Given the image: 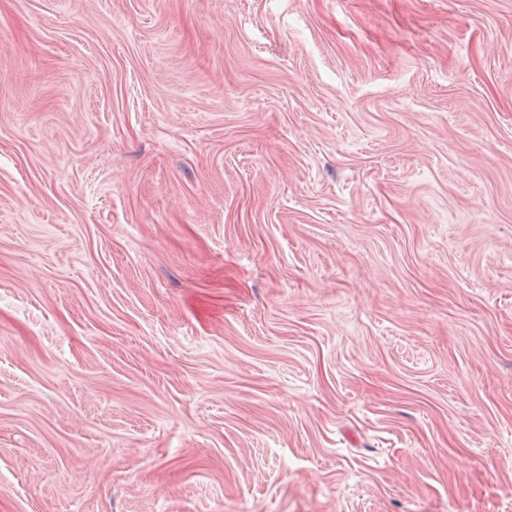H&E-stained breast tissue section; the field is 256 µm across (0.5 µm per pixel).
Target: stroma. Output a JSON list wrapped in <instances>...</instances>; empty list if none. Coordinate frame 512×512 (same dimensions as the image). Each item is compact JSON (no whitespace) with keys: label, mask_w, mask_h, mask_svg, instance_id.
<instances>
[{"label":"stroma","mask_w":512,"mask_h":512,"mask_svg":"<svg viewBox=\"0 0 512 512\" xmlns=\"http://www.w3.org/2000/svg\"><path fill=\"white\" fill-rule=\"evenodd\" d=\"M0 512H512V0H0Z\"/></svg>","instance_id":"stroma-1"}]
</instances>
